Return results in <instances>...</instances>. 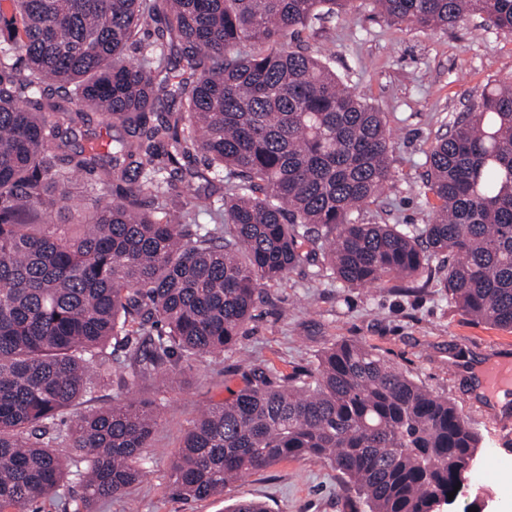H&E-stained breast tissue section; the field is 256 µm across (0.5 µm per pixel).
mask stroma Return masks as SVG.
Segmentation results:
<instances>
[{"mask_svg":"<svg viewBox=\"0 0 512 512\" xmlns=\"http://www.w3.org/2000/svg\"><path fill=\"white\" fill-rule=\"evenodd\" d=\"M298 43L321 53L352 91L384 115L392 149L388 189L360 214L367 224L427 223L437 201L425 192L426 156L454 116L468 111L486 84L512 74V35L471 25L445 31L394 25L354 0L350 10L302 30ZM245 332L223 357H205L165 384L114 382L65 417L123 402L128 396L163 399L165 416L145 449L144 478L96 512H227L240 500H259L269 512H351V495L326 463L283 460L252 471L206 499H183L168 490L177 459L197 411L222 403L244 385L250 369L302 374L332 341L372 346L393 365L433 392L456 401L483 437L468 486L440 512H463L469 498L485 493L487 512H512V411L491 407L472 392L494 357L512 359V331L473 323L448 301L435 276L353 287L315 260L267 288Z\"/></svg>","mask_w":512,"mask_h":512,"instance_id":"35a3bbf8","label":"stroma"}]
</instances>
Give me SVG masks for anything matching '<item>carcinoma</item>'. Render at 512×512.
<instances>
[{
    "label": "carcinoma",
    "mask_w": 512,
    "mask_h": 512,
    "mask_svg": "<svg viewBox=\"0 0 512 512\" xmlns=\"http://www.w3.org/2000/svg\"><path fill=\"white\" fill-rule=\"evenodd\" d=\"M4 2L0 512L54 495L71 465L84 512L141 480L164 408L91 410L65 433L58 419L115 375L150 379L224 354L266 287L317 254L349 286L411 279L438 258L454 306L512 330L511 79L486 88L432 145L426 189L439 205L413 234L357 215L390 179L382 113L325 60L284 44L352 0ZM371 6L393 23L446 30L479 18L512 33V0ZM153 24L155 44L126 61ZM172 50L188 77L168 72ZM161 83L177 110H157ZM92 112L115 131L110 157L76 140ZM194 154L204 169L185 177ZM86 175L78 203L61 206ZM113 189L121 201L104 202ZM199 209L211 227L197 223ZM134 336L150 347L125 372L110 347ZM480 444L455 401L376 348L335 340L306 373L255 371L203 411L171 490L205 499L283 459H316L365 512H438Z\"/></svg>",
    "instance_id": "cac0c4a2"
}]
</instances>
